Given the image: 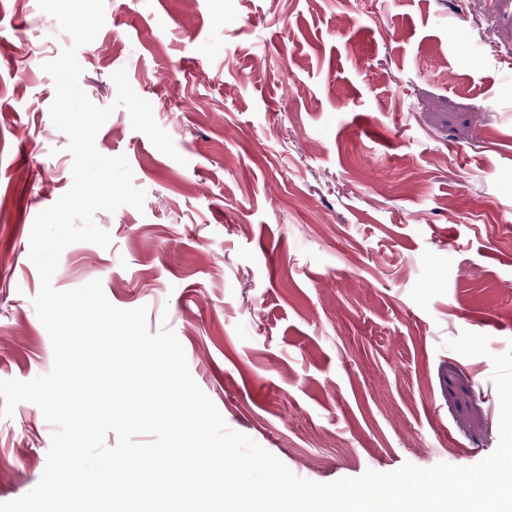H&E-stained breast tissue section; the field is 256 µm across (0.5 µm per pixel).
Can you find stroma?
Returning <instances> with one entry per match:
<instances>
[{
    "label": "stroma",
    "mask_w": 512,
    "mask_h": 512,
    "mask_svg": "<svg viewBox=\"0 0 512 512\" xmlns=\"http://www.w3.org/2000/svg\"><path fill=\"white\" fill-rule=\"evenodd\" d=\"M80 84L126 70L179 159L126 109L96 136L143 210L100 212L62 253L170 327L227 425L317 483L404 463L470 466L500 440L492 355L512 346V0H105ZM71 38L0 0V379L53 364L33 305L36 215L72 185L43 63ZM489 338V356L446 345ZM53 428L0 416V503L30 491Z\"/></svg>",
    "instance_id": "obj_1"
}]
</instances>
